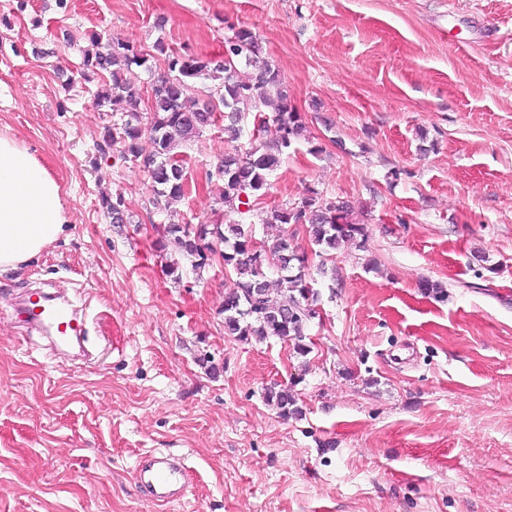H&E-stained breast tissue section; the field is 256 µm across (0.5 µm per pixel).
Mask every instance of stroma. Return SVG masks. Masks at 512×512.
I'll use <instances>...</instances> for the list:
<instances>
[{
	"mask_svg": "<svg viewBox=\"0 0 512 512\" xmlns=\"http://www.w3.org/2000/svg\"><path fill=\"white\" fill-rule=\"evenodd\" d=\"M235 28L308 137L246 214L208 180L245 142L208 128L159 212L143 167L96 150L113 117L81 73L89 36L213 59ZM0 132L71 215L0 275V512H512V0H0ZM312 190L348 200L365 241L309 258L311 353L225 335L223 262L173 279L157 226L243 222L306 249V225L260 218ZM115 194L120 226L100 206ZM39 290L82 299L93 360L20 322ZM277 385L302 416L266 403ZM153 451L185 457L179 502L137 483ZM101 205L111 219L112 224L129 223L130 217L126 211L124 198L121 195H116L115 197L113 195L102 196Z\"/></svg>",
	"mask_w": 512,
	"mask_h": 512,
	"instance_id": "obj_1",
	"label": "stroma"
}]
</instances>
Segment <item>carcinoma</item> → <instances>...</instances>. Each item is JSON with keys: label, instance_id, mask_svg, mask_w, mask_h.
Segmentation results:
<instances>
[{"label": "carcinoma", "instance_id": "1", "mask_svg": "<svg viewBox=\"0 0 512 512\" xmlns=\"http://www.w3.org/2000/svg\"><path fill=\"white\" fill-rule=\"evenodd\" d=\"M91 48L83 57L84 70L104 74L106 80L96 94V105L112 107L117 120L105 127V148L120 145L125 159H140L154 183V197L164 209L186 194L185 160L178 147L214 125L215 113L224 117V133L241 136L249 116H254L249 147L216 164L209 178L222 183L220 198L230 201L241 196L251 198L267 192L270 176L278 169L281 156L304 137L306 126L292 106L276 66L263 53L253 33L240 29L224 39V59L212 64L188 53H178L164 39H157L152 49L138 50L130 45L103 41L93 33ZM151 59L163 62L167 72L152 83L149 125H143L142 99L131 93L127 74L132 67H145ZM204 77L214 82L208 88L211 103L203 102L192 80ZM268 112H259V106ZM277 125L280 136L271 146L255 145L267 121ZM149 136L150 152H144L142 139ZM102 208L113 224H128L124 198L101 197ZM350 205L346 201L325 198L315 191L300 203L281 205L261 218L264 224H307L312 242L330 253L342 243L364 238V228L349 222ZM162 235L173 237L183 257L199 270L208 262L201 244H212L220 252L224 270L236 279L224 296V334L239 341L268 336L291 342L302 357L311 352L306 342L310 319L307 312L318 300L312 288L306 256L295 255L297 247L283 235L273 245L257 241L252 225L166 224ZM266 401L280 416L302 414L293 390L273 388Z\"/></svg>", "mask_w": 512, "mask_h": 512}]
</instances>
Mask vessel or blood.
<instances>
[{
	"label": "vessel or blood",
	"instance_id": "b4317fda",
	"mask_svg": "<svg viewBox=\"0 0 512 512\" xmlns=\"http://www.w3.org/2000/svg\"><path fill=\"white\" fill-rule=\"evenodd\" d=\"M29 322L49 338L63 337L70 348L81 347L86 332L85 318L71 304L55 302L41 310H28ZM188 465L185 459L165 454L145 457L136 468V479L158 503L167 505L180 500L186 490Z\"/></svg>",
	"mask_w": 512,
	"mask_h": 512
}]
</instances>
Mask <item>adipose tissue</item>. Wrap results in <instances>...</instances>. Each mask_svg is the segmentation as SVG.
<instances>
[{"instance_id": "ef3b65f1", "label": "adipose tissue", "mask_w": 512, "mask_h": 512, "mask_svg": "<svg viewBox=\"0 0 512 512\" xmlns=\"http://www.w3.org/2000/svg\"><path fill=\"white\" fill-rule=\"evenodd\" d=\"M67 223L57 180L29 148L0 134V273L38 260Z\"/></svg>"}]
</instances>
